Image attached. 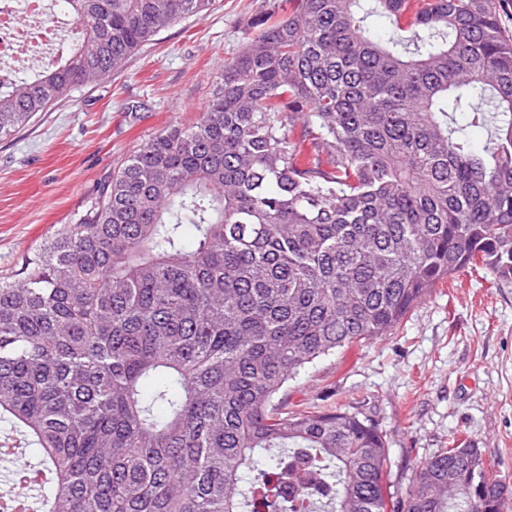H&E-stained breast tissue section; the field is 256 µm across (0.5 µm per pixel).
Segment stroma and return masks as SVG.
Listing matches in <instances>:
<instances>
[{
    "mask_svg": "<svg viewBox=\"0 0 512 512\" xmlns=\"http://www.w3.org/2000/svg\"><path fill=\"white\" fill-rule=\"evenodd\" d=\"M274 0H212L162 31L104 81L0 139V275L8 276L134 151L196 121L249 18ZM278 401L287 412L359 413L385 435L394 497L418 461L462 444L512 484V284L489 271L443 283L386 336L307 365Z\"/></svg>",
    "mask_w": 512,
    "mask_h": 512,
    "instance_id": "35a3bbf8",
    "label": "stroma"
}]
</instances>
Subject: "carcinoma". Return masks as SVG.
<instances>
[{
  "label": "carcinoma",
  "mask_w": 512,
  "mask_h": 512,
  "mask_svg": "<svg viewBox=\"0 0 512 512\" xmlns=\"http://www.w3.org/2000/svg\"><path fill=\"white\" fill-rule=\"evenodd\" d=\"M286 2L247 22L195 122L0 277V426L29 456L0 441V512H512L482 448L420 461L395 499L370 420L275 404L457 273L512 283L501 0H377L415 29L386 43L360 0ZM66 3L78 37L0 82V137L211 0Z\"/></svg>",
  "instance_id": "1"
}]
</instances>
